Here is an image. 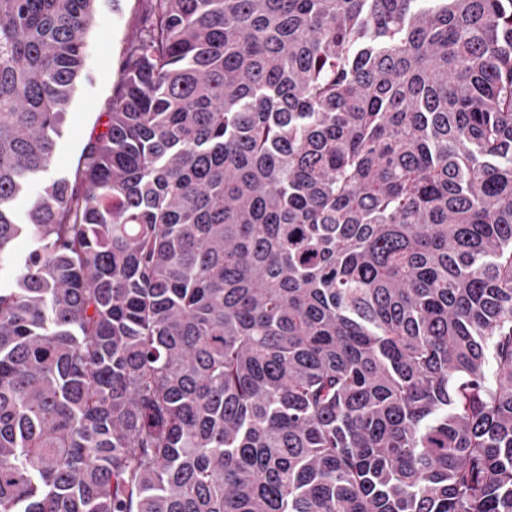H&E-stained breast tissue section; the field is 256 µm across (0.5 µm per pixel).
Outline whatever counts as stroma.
<instances>
[{
    "instance_id": "1",
    "label": "stroma",
    "mask_w": 512,
    "mask_h": 512,
    "mask_svg": "<svg viewBox=\"0 0 512 512\" xmlns=\"http://www.w3.org/2000/svg\"><path fill=\"white\" fill-rule=\"evenodd\" d=\"M146 0H104L88 35L85 74L72 100L69 119L60 139L51 175L73 177L85 145L106 129L112 97L129 39L140 30Z\"/></svg>"
}]
</instances>
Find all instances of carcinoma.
Returning <instances> with one entry per match:
<instances>
[{"label": "carcinoma", "instance_id": "obj_1", "mask_svg": "<svg viewBox=\"0 0 512 512\" xmlns=\"http://www.w3.org/2000/svg\"><path fill=\"white\" fill-rule=\"evenodd\" d=\"M98 2L0 0V512H512V0H147L20 222Z\"/></svg>", "mask_w": 512, "mask_h": 512}]
</instances>
